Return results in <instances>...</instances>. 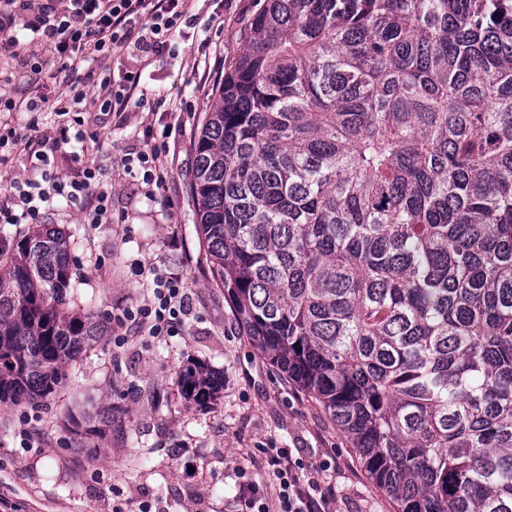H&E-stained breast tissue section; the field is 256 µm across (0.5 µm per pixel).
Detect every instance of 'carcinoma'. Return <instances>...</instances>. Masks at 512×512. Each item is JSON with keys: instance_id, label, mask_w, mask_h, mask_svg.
<instances>
[{"instance_id": "1", "label": "carcinoma", "mask_w": 512, "mask_h": 512, "mask_svg": "<svg viewBox=\"0 0 512 512\" xmlns=\"http://www.w3.org/2000/svg\"><path fill=\"white\" fill-rule=\"evenodd\" d=\"M194 151L211 283L397 512H512V0H267ZM69 253L54 224L0 239L1 406L107 335Z\"/></svg>"}]
</instances>
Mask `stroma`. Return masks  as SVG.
Wrapping results in <instances>:
<instances>
[{
	"label": "stroma",
	"instance_id": "1",
	"mask_svg": "<svg viewBox=\"0 0 512 512\" xmlns=\"http://www.w3.org/2000/svg\"><path fill=\"white\" fill-rule=\"evenodd\" d=\"M264 0H190L195 20L170 38L148 67L128 50L112 57V73L138 69L148 97L171 113L133 109L125 123L99 115L93 148L99 190L112 197L119 224L81 223L58 204L49 223L71 234L70 266L79 286L69 307L110 321L107 336L69 365V380L42 405L0 406V512H241V485L259 484L269 512L279 508L271 457L288 456L305 476L336 489L333 512H395L363 470L357 452L310 398L250 344L222 289L209 279L193 224V142L224 72L242 53L248 22ZM209 40L208 56L197 47ZM172 128L166 150L173 170L163 210L137 188L125 168L141 129ZM157 266L188 284L178 329L156 339L115 325L143 304L149 284L135 266ZM224 378L220 398L185 402L177 387L187 360ZM111 411L102 435L70 430L67 414Z\"/></svg>",
	"mask_w": 512,
	"mask_h": 512
}]
</instances>
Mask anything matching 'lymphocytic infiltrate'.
Returning <instances> with one entry per match:
<instances>
[{
	"instance_id": "1",
	"label": "lymphocytic infiltrate",
	"mask_w": 512,
	"mask_h": 512,
	"mask_svg": "<svg viewBox=\"0 0 512 512\" xmlns=\"http://www.w3.org/2000/svg\"><path fill=\"white\" fill-rule=\"evenodd\" d=\"M188 0H0V61L5 72L0 81L10 84L12 93L0 95V165L23 156L30 164L27 178H9L0 194L1 224H38L44 210L58 202L76 207L85 224L112 221L110 195L97 192V169L89 157L97 130L86 126L82 114L86 105L123 117L130 103L152 112L168 111L166 99H148L140 84V71L129 70L112 76L106 60L137 46L144 61L162 54L169 36L181 25L190 24ZM28 31L26 50H17V31ZM66 72L61 82L49 83L45 61ZM72 112L73 126L57 128L49 151L36 149L35 140L17 134L7 120L10 113H37L45 108ZM143 145L128 158L126 168L137 183L163 188L172 164L161 145L154 141L152 126L142 130ZM76 168L74 176L57 172L54 153ZM154 288L152 299L137 308L124 310L120 326L146 329L148 335H168L182 321L187 295L185 281L178 276L149 267ZM272 464L279 481L280 512H331L332 488L307 481L289 459L274 457Z\"/></svg>"
}]
</instances>
